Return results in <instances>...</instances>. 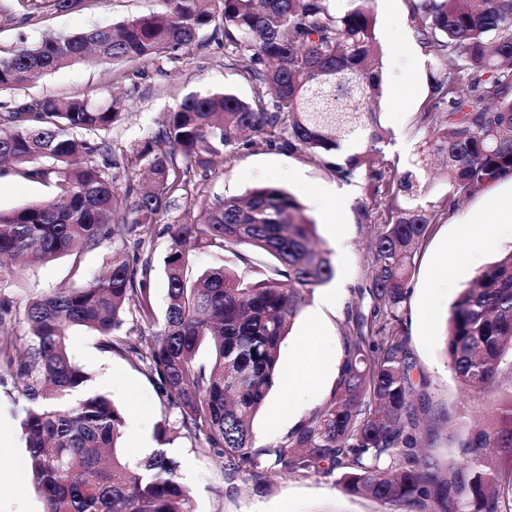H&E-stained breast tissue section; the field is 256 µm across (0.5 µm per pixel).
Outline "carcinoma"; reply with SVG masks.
<instances>
[{
  "instance_id": "carcinoma-1",
  "label": "carcinoma",
  "mask_w": 512,
  "mask_h": 512,
  "mask_svg": "<svg viewBox=\"0 0 512 512\" xmlns=\"http://www.w3.org/2000/svg\"><path fill=\"white\" fill-rule=\"evenodd\" d=\"M13 1L26 20L92 2L0 0V26L15 20ZM349 2L342 11L336 0H161L160 10L115 27L52 34L0 57L2 91L89 55L104 64L169 59L218 22L229 63L247 57L245 71L268 94L252 103L230 93L186 96L137 144L145 176L121 193L104 138L124 111L121 98L48 97L4 113L0 161L58 193L0 211V259L77 255L110 238L115 225L142 247L183 195L187 173L222 170L226 154L262 144L359 184L362 219L371 217V201L387 210L367 243L360 293L368 307L347 315L336 387L269 448H252L249 421L279 383L280 346L294 320L336 275L331 251L314 246L315 221L286 189L262 184L242 197H216L202 204L203 222L168 225L167 307L145 350L116 331L132 298L140 320L156 324L147 260L115 250L104 276L32 299L28 344L1 345L0 364L22 379V429L44 512H189L178 463L160 449L127 457L118 446L124 410L97 393L75 398L90 377L70 355L74 326L145 364L178 409L179 430L218 449L229 474L256 485L272 472L321 475L404 512H512V390L497 425L462 440L466 468H440L420 446L432 399L426 375L413 376L404 319L430 226L459 197L512 174V0H406L417 42L440 63L417 113L424 136L407 169L383 156L388 132L375 111L382 56L370 0ZM433 162L446 173L448 197L428 203ZM212 247L224 251V265L190 276V252ZM255 254L274 260L260 279L250 277ZM205 341L212 356L199 362ZM444 343L462 390L485 395L512 377V251L461 290Z\"/></svg>"
}]
</instances>
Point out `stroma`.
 I'll return each mask as SVG.
<instances>
[{
  "label": "stroma",
  "instance_id": "1",
  "mask_svg": "<svg viewBox=\"0 0 512 512\" xmlns=\"http://www.w3.org/2000/svg\"><path fill=\"white\" fill-rule=\"evenodd\" d=\"M158 0H93L76 11L48 12L37 21L12 23L0 28V54L33 45L50 34H72L113 26L157 9ZM377 42L383 53V97L379 110L389 131L384 146L387 159L399 167L415 158L420 136L414 118L430 94V77L436 60L420 48L405 0H372ZM223 91L246 101L257 100L260 88L240 66L224 56V38L214 28L203 30L196 45L179 51L175 61L116 62L98 65L89 61L51 71L14 90L0 92V113L16 105L47 97L102 99L117 93L125 100V115L106 135L116 162L117 190H124L139 169L133 150L155 131L167 112L192 93ZM260 184L285 188L316 221L319 244L332 252L335 279L326 289L338 306L324 310L313 321L302 310L281 345L282 369H289L311 354H318L313 384L294 393L274 387L263 408L250 423L253 448L276 445L302 420L321 407L336 386L342 363L348 309L359 306V288L367 283L366 243L374 231L360 221L361 189L330 176L319 162L276 147L239 149L227 154L224 169L208 175L191 171L176 205L160 219L146 255L153 307L163 315L167 286L163 258L169 244L167 227L199 219L204 200L240 195ZM55 193L53 184L28 180L13 166L0 167V211L42 201ZM512 194V183L492 185L484 193L462 197L444 214L420 247L405 318L410 348L417 366L430 382L433 413L425 418L421 436L434 462L464 465L457 443L472 429L493 427L502 393L474 398L461 391L444 352L442 335L450 307L459 288L472 282L477 272L501 253L512 250V226L486 224L482 218L491 202ZM135 253L133 238L115 233L99 246L73 256L24 267L18 276L0 277V301L10 309L0 323V341L23 347L28 342L25 308L29 301L57 288L85 283L106 267L113 250ZM68 346L73 360L90 376V392L107 396L125 410L122 445L130 456L141 457L157 448L179 464L182 482L191 494L192 512H383L377 501L345 493L333 479L319 475L282 477L269 475L264 487L224 471V460L201 439L172 437L158 443L157 424L177 426L179 412L162 398L145 367L106 351L94 332L71 328ZM25 401L15 372L0 369V512H43L44 503L29 474V456L20 428Z\"/></svg>",
  "mask_w": 512,
  "mask_h": 512
}]
</instances>
